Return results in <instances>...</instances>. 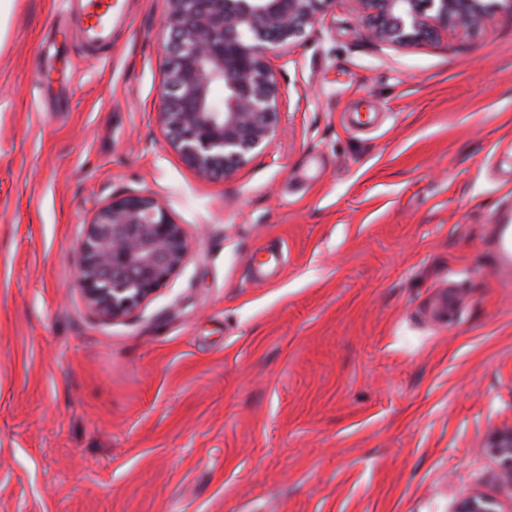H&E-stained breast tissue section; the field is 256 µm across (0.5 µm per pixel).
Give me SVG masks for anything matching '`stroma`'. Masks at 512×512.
Returning a JSON list of instances; mask_svg holds the SVG:
<instances>
[{
    "instance_id": "1",
    "label": "stroma",
    "mask_w": 512,
    "mask_h": 512,
    "mask_svg": "<svg viewBox=\"0 0 512 512\" xmlns=\"http://www.w3.org/2000/svg\"><path fill=\"white\" fill-rule=\"evenodd\" d=\"M122 9L95 52L62 0H11L0 34V512H512L487 446L512 427V287L486 263L512 7L393 47L334 0L283 49L273 139L216 180L158 124L168 0ZM129 194L190 255L105 319L76 249ZM456 512H501L496 499L479 494L463 495L455 509Z\"/></svg>"
}]
</instances>
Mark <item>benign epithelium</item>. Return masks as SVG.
<instances>
[{"mask_svg":"<svg viewBox=\"0 0 512 512\" xmlns=\"http://www.w3.org/2000/svg\"><path fill=\"white\" fill-rule=\"evenodd\" d=\"M158 122L171 148L202 178L226 177L266 147L282 94L275 49L301 38L334 0H169ZM371 40L409 47L466 36L487 18L484 0H352ZM224 85V98L212 95ZM181 225L148 196L103 205L77 248L75 286L105 319L151 299L183 265ZM489 447L505 461L500 486L512 495V428ZM456 512H501L497 500L463 495Z\"/></svg>","mask_w":512,"mask_h":512,"instance_id":"1","label":"benign epithelium"}]
</instances>
